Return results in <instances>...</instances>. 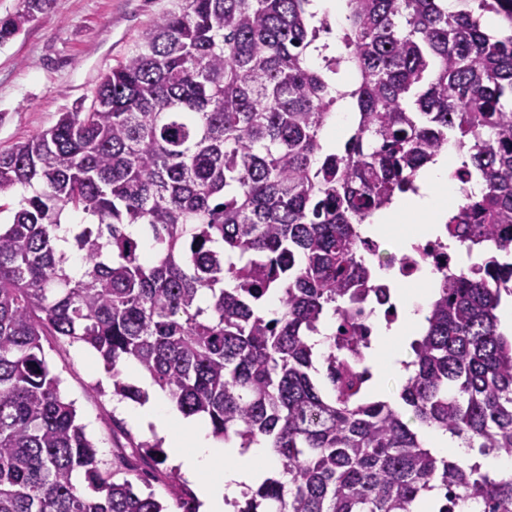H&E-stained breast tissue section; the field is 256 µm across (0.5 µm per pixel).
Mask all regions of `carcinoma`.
<instances>
[{"label": "carcinoma", "mask_w": 512, "mask_h": 512, "mask_svg": "<svg viewBox=\"0 0 512 512\" xmlns=\"http://www.w3.org/2000/svg\"><path fill=\"white\" fill-rule=\"evenodd\" d=\"M48 2L22 0L0 43ZM312 3L172 0L88 109L0 150V196L23 190L0 226V512H166L114 480L42 357L47 334L95 350L116 396L142 397L117 369L132 360L216 437L268 440L278 475L238 512H512V474L424 440L512 454L497 316L512 297V0H344L334 50ZM346 97L353 127L326 153ZM450 143L466 203L442 240L485 259L440 274L399 403L336 385L334 334L325 397L307 336L385 268L360 228ZM173 496L197 512L190 490Z\"/></svg>", "instance_id": "carcinoma-1"}]
</instances>
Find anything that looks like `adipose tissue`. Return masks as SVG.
I'll use <instances>...</instances> for the list:
<instances>
[{
	"instance_id": "1",
	"label": "adipose tissue",
	"mask_w": 512,
	"mask_h": 512,
	"mask_svg": "<svg viewBox=\"0 0 512 512\" xmlns=\"http://www.w3.org/2000/svg\"><path fill=\"white\" fill-rule=\"evenodd\" d=\"M454 164V158L440 154L420 171L418 192L379 212L373 223L362 226V234H390L402 247L410 246L420 235L440 234L448 217L442 200L456 193L450 179ZM436 289L437 282L429 273L424 274L422 284H396L393 294L400 310L397 321L386 323L379 314L371 318L372 337L365 360L371 374L370 387H377L389 371L410 375L403 350L419 339ZM127 413L136 422L154 425L183 477L196 486L201 512H227L228 502L263 483L276 461L265 441L247 448L234 440L218 441L205 417L183 416L160 393L128 407Z\"/></svg>"
}]
</instances>
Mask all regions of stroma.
Segmentation results:
<instances>
[{
	"label": "stroma",
	"instance_id": "35a3bbf8",
	"mask_svg": "<svg viewBox=\"0 0 512 512\" xmlns=\"http://www.w3.org/2000/svg\"><path fill=\"white\" fill-rule=\"evenodd\" d=\"M170 0H51L23 31L0 43V150L53 126L60 113L90 106L92 91ZM43 356L107 464L142 466L141 444L159 441L112 395V373L81 342L42 339Z\"/></svg>",
	"mask_w": 512,
	"mask_h": 512
}]
</instances>
